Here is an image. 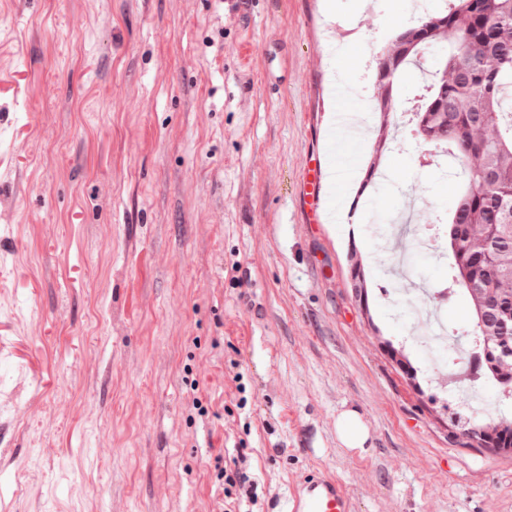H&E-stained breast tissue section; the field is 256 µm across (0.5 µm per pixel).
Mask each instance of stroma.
<instances>
[{"label":"stroma","mask_w":512,"mask_h":512,"mask_svg":"<svg viewBox=\"0 0 512 512\" xmlns=\"http://www.w3.org/2000/svg\"><path fill=\"white\" fill-rule=\"evenodd\" d=\"M446 6L0 0V512H222L232 449L253 512L310 473L352 512H512V454L448 434L472 392L490 425L512 399L406 319L468 329L466 295L438 296L452 259L416 248L394 285L374 236L410 203L422 236L460 183L398 133L362 197L370 147H347L332 222L300 201L307 162L336 159V43L381 56ZM346 408L364 453L336 438ZM336 434L350 451L363 453L370 440V431L361 413L354 408L345 409L336 418Z\"/></svg>","instance_id":"1"}]
</instances>
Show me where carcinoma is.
Returning a JSON list of instances; mask_svg holds the SVG:
<instances>
[{"mask_svg": "<svg viewBox=\"0 0 512 512\" xmlns=\"http://www.w3.org/2000/svg\"><path fill=\"white\" fill-rule=\"evenodd\" d=\"M454 39L441 46L447 33ZM438 52L446 78L427 86L415 113L434 147L452 151L463 169L465 185L448 222L454 263L451 279L472 307L486 299V290L503 287L498 303L484 322L474 318L473 373L487 375L484 356L498 360L509 377L501 383L512 398V340L498 342L501 320L512 310V0H451L448 9L411 20L398 33L396 49L379 58L375 80H384L383 99L372 112L380 117L377 153L388 146L382 104L396 102L401 78L425 69L429 54Z\"/></svg>", "mask_w": 512, "mask_h": 512, "instance_id": "carcinoma-1", "label": "carcinoma"}]
</instances>
